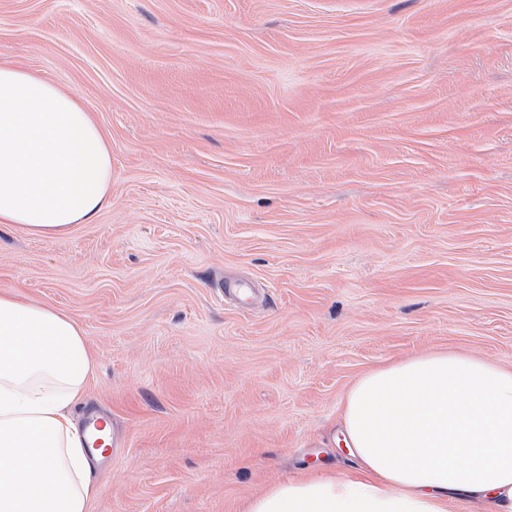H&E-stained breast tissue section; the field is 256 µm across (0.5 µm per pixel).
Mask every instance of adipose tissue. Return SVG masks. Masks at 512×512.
<instances>
[{
	"label": "adipose tissue",
	"mask_w": 512,
	"mask_h": 512,
	"mask_svg": "<svg viewBox=\"0 0 512 512\" xmlns=\"http://www.w3.org/2000/svg\"><path fill=\"white\" fill-rule=\"evenodd\" d=\"M112 146L76 94L0 62V224L37 238L112 204ZM94 360L70 314L0 292V512H88L93 449L67 414ZM354 472L274 483L243 512H512V366L423 352L360 376L339 419Z\"/></svg>",
	"instance_id": "ef3b65f1"
}]
</instances>
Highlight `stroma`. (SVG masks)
<instances>
[{"label":"stroma","instance_id":"stroma-1","mask_svg":"<svg viewBox=\"0 0 512 512\" xmlns=\"http://www.w3.org/2000/svg\"><path fill=\"white\" fill-rule=\"evenodd\" d=\"M0 60L112 145L95 223L0 228V290L93 353L89 512H241L349 473L334 424L366 372L512 366V0H0Z\"/></svg>","mask_w":512,"mask_h":512}]
</instances>
